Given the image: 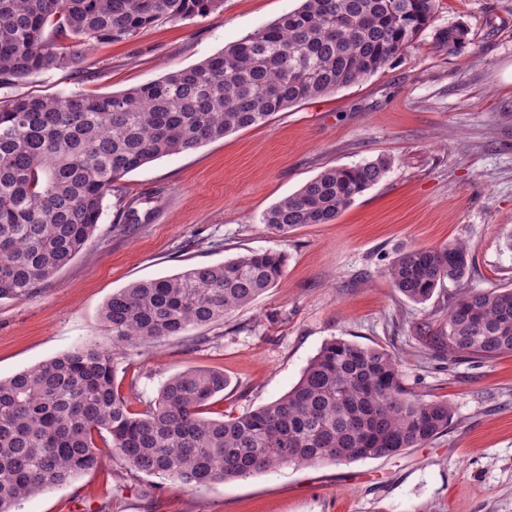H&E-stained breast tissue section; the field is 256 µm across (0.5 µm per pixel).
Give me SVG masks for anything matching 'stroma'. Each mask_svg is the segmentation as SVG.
<instances>
[{
    "mask_svg": "<svg viewBox=\"0 0 512 512\" xmlns=\"http://www.w3.org/2000/svg\"><path fill=\"white\" fill-rule=\"evenodd\" d=\"M299 4L224 0L203 17L94 41L80 68L32 75L1 88L0 100L125 91L196 65ZM455 24L467 28L466 44L435 47V30ZM382 154L386 177L334 223L285 236L263 224L324 169ZM511 234L512 0H439L431 29L385 70L124 176L87 249L28 296L0 300V379L89 341L111 345L101 309L132 282L277 251L282 278L224 322L136 351L113 348L133 410L198 366L229 380L206 416L243 414L288 392L336 337L398 355L412 394L451 406L448 431L397 457L286 465L200 491L136 473L110 495L118 462L107 452L96 471L17 512H512V355L454 367L434 358L419 327H446L454 284L421 305L382 274L399 252L460 240L472 256L468 286L512 288Z\"/></svg>",
    "mask_w": 512,
    "mask_h": 512,
    "instance_id": "stroma-1",
    "label": "stroma"
}]
</instances>
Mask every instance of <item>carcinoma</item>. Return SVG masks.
Returning a JSON list of instances; mask_svg holds the SVG:
<instances>
[{
    "instance_id": "obj_1",
    "label": "carcinoma",
    "mask_w": 512,
    "mask_h": 512,
    "mask_svg": "<svg viewBox=\"0 0 512 512\" xmlns=\"http://www.w3.org/2000/svg\"><path fill=\"white\" fill-rule=\"evenodd\" d=\"M224 0H0V88L74 68L93 40L128 39L161 20L206 16ZM438 0H302L216 55L163 78L104 96H21L0 101V299H19L87 247L105 198L128 173L368 78L415 47ZM64 33L69 43L55 45ZM466 29L435 44L455 51ZM391 166L379 156L331 167L282 198L263 223L286 234L331 224ZM281 252H248L221 264L136 281L112 294L101 317L112 345L139 349L224 321L274 287ZM469 249L456 240L397 255L393 287L423 304L445 281L464 283ZM448 364L512 353V288L448 294V333L428 338ZM221 371L187 367L133 411L115 385L109 348L88 342L0 379V512L98 468L101 449L124 473L160 476L200 491L284 465L393 457L448 431L452 409L403 384L383 348L334 338L283 396L224 420L203 407L224 392Z\"/></svg>"
}]
</instances>
